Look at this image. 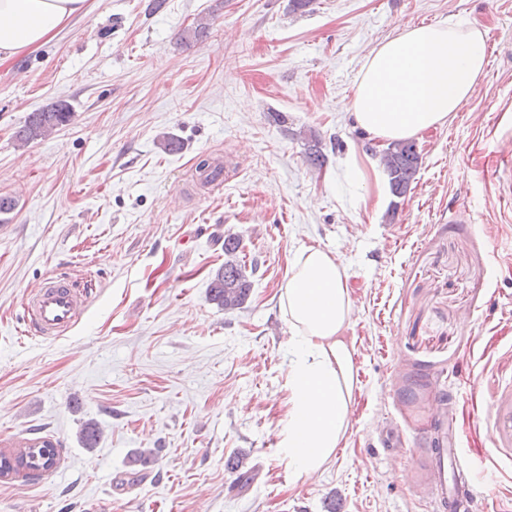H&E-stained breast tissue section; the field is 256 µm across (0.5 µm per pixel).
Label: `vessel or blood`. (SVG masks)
I'll return each mask as SVG.
<instances>
[{
	"label": "vessel or blood",
	"mask_w": 512,
	"mask_h": 512,
	"mask_svg": "<svg viewBox=\"0 0 512 512\" xmlns=\"http://www.w3.org/2000/svg\"><path fill=\"white\" fill-rule=\"evenodd\" d=\"M86 301V294L68 277L49 280L31 292L24 307L27 334L42 339L62 335L75 324ZM436 456L442 464L438 473L440 496L448 512H472L477 486L475 466L454 448L437 449Z\"/></svg>",
	"instance_id": "obj_1"
}]
</instances>
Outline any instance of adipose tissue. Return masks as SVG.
I'll list each match as a JSON object with an SVG mask.
<instances>
[{
	"label": "adipose tissue",
	"instance_id": "adipose-tissue-1",
	"mask_svg": "<svg viewBox=\"0 0 512 512\" xmlns=\"http://www.w3.org/2000/svg\"><path fill=\"white\" fill-rule=\"evenodd\" d=\"M89 0H0V63L55 38ZM487 66L483 33L448 24L401 26L365 58L351 103L356 125L382 141L446 125L471 97ZM290 334L288 419L280 446L295 478L321 473L346 438L357 388L354 314L348 276L330 251L294 258L279 294Z\"/></svg>",
	"mask_w": 512,
	"mask_h": 512
}]
</instances>
